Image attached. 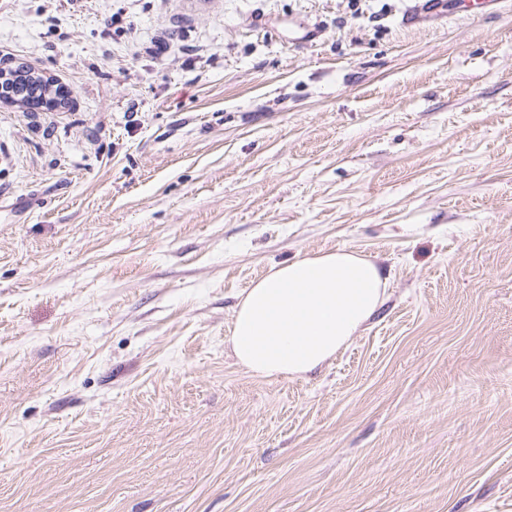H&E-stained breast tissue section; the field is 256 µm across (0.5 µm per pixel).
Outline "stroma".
Here are the masks:
<instances>
[{
	"mask_svg": "<svg viewBox=\"0 0 512 512\" xmlns=\"http://www.w3.org/2000/svg\"><path fill=\"white\" fill-rule=\"evenodd\" d=\"M406 5L0 0L69 93L0 101V512H512V0ZM339 248L388 281L349 346L236 365ZM469 0H409L411 6L404 12L402 20L407 26L422 21L453 18L458 11L469 7Z\"/></svg>",
	"mask_w": 512,
	"mask_h": 512,
	"instance_id": "35a3bbf8",
	"label": "stroma"
}]
</instances>
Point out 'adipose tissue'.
Listing matches in <instances>:
<instances>
[{"label": "adipose tissue", "instance_id": "ef3b65f1", "mask_svg": "<svg viewBox=\"0 0 512 512\" xmlns=\"http://www.w3.org/2000/svg\"><path fill=\"white\" fill-rule=\"evenodd\" d=\"M386 290L374 262L344 249L278 265L241 300L233 354L259 378L309 374L348 346Z\"/></svg>", "mask_w": 512, "mask_h": 512}]
</instances>
